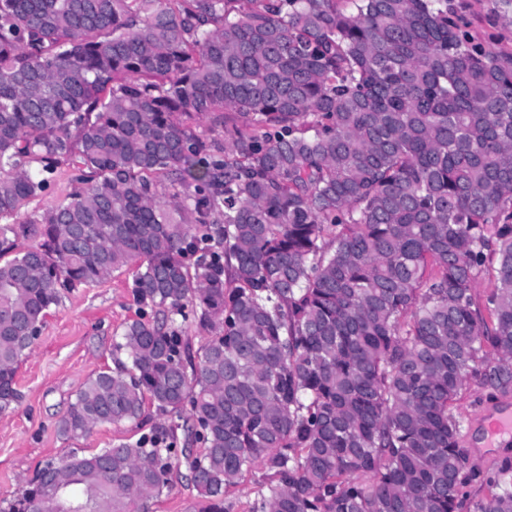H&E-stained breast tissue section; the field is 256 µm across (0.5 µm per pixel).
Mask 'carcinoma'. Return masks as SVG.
I'll return each instance as SVG.
<instances>
[{"label": "carcinoma", "mask_w": 512, "mask_h": 512, "mask_svg": "<svg viewBox=\"0 0 512 512\" xmlns=\"http://www.w3.org/2000/svg\"><path fill=\"white\" fill-rule=\"evenodd\" d=\"M132 266L59 430L148 431L6 512H145L182 467L225 512L256 464L250 512H512L453 413L512 393V52L451 0H0V413L65 294ZM74 171L66 165L59 168L56 178L50 189L43 195L35 198L27 207L26 213H40L64 200L74 185ZM266 470L257 465L245 473L240 484L225 497L224 506L228 512H249L251 504L257 498V491L267 481Z\"/></svg>", "instance_id": "obj_1"}]
</instances>
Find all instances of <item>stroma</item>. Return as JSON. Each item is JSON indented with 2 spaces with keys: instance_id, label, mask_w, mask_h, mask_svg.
<instances>
[{
  "instance_id": "1",
  "label": "stroma",
  "mask_w": 512,
  "mask_h": 512,
  "mask_svg": "<svg viewBox=\"0 0 512 512\" xmlns=\"http://www.w3.org/2000/svg\"><path fill=\"white\" fill-rule=\"evenodd\" d=\"M453 3L475 40L494 50H512V0ZM134 275V269H125L105 283L73 289L47 317L17 372L21 398L13 409L0 413V508L45 459L72 447L90 453L138 438L133 422L97 427L75 441L58 431L61 417L83 383L111 364L114 336L140 311L132 295ZM506 405L512 406V396L491 400L474 384L455 402L461 446L470 467L486 469L512 460V438L499 449L483 444V425L478 420L479 415Z\"/></svg>"
}]
</instances>
